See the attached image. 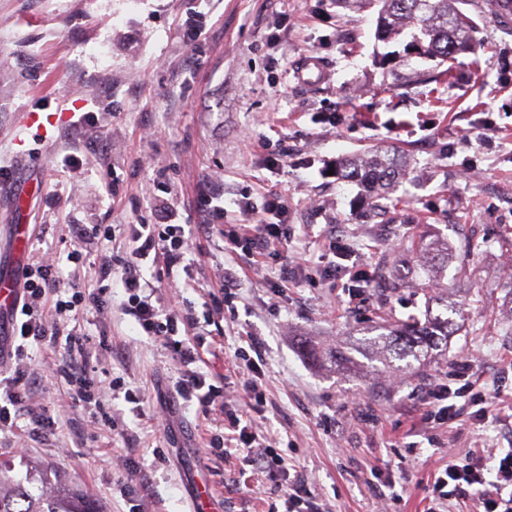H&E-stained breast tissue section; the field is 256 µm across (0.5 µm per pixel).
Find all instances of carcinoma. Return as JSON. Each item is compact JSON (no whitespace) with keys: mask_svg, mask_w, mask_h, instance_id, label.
<instances>
[{"mask_svg":"<svg viewBox=\"0 0 512 512\" xmlns=\"http://www.w3.org/2000/svg\"><path fill=\"white\" fill-rule=\"evenodd\" d=\"M351 2L377 11L378 40L408 36L407 49H420L439 66L476 48L472 20L459 7L462 0H341L344 5ZM337 174L378 200L387 198L403 176L397 162L380 152L346 162ZM459 328L453 318L427 309L422 321L381 327V333L366 339V346L371 352L393 350L402 359L416 360L418 351L438 345ZM0 512H102V508L63 473L49 475L33 461L25 476L18 477L0 462Z\"/></svg>","mask_w":512,"mask_h":512,"instance_id":"carcinoma-1","label":"carcinoma"}]
</instances>
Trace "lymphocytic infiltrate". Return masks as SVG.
<instances>
[{
    "label": "lymphocytic infiltrate",
    "instance_id": "f902f5d3",
    "mask_svg": "<svg viewBox=\"0 0 512 512\" xmlns=\"http://www.w3.org/2000/svg\"><path fill=\"white\" fill-rule=\"evenodd\" d=\"M286 211V205L276 196L267 197L259 206L244 203L242 214L247 217L259 215L260 221L242 232H225V241L231 252L249 257L262 252L269 243H291L296 229L284 222ZM208 213L212 218L208 224L129 225V236L134 244L129 257L104 261L98 268L97 285L93 288L61 283L58 269L49 259L23 265L16 282L18 291L14 300L0 307V330L6 332L10 355L16 362L11 376L0 381V428L13 424L17 417L23 415L28 416L29 433L35 437L45 434L54 425L50 417L30 410L38 382L23 369L22 362L28 346L32 344L46 343L63 349V358L50 364L49 373L69 386L75 402L88 409L92 422L113 425L114 420L106 412L105 403L115 393H123L126 402H141L140 391L124 387L118 381L106 384L97 378L91 364L90 347L69 327L70 320L80 314L88 311L101 313L108 309L112 304V283L117 280L127 297L126 308L135 317L143 335L161 341L173 354L178 366L173 396L196 404L203 414L221 413L223 420L227 421L228 432L211 433L207 442L209 455L224 458L226 442L232 439L237 447L257 449L253 462L258 471L287 470L288 464L281 455L259 449L260 435L255 419L264 415L267 404L265 359L260 342L251 341L249 350L240 354L244 364L241 387L251 411L249 418L228 411L223 378L206 375L198 368L208 331L196 311L201 308L207 312H220L232 306L237 287L234 276L225 274L221 287L209 291L202 307L186 301L173 310L165 308L157 300L154 282L145 280L141 273L143 262L152 256L162 255L164 265L157 273V280L176 289L185 288L186 282L181 279L179 269L185 261L187 234L208 236L212 222L224 217V209L218 205L210 206ZM328 249L334 260L319 268L320 277L343 280L345 288L350 290L368 286L369 277L349 264L354 250L348 243L335 239L329 241ZM468 371L467 362H459L458 376L465 379ZM429 396L437 405L438 420L448 424L461 414V400L475 405L487 401L486 393L466 379L459 388L445 385L430 391ZM508 488H512V451L491 467L482 459L471 456L462 463L448 464L444 470L435 473L432 484L437 504L469 495L478 499L484 512H512V497L506 499L502 496L503 490Z\"/></svg>",
    "mask_w": 512,
    "mask_h": 512
}]
</instances>
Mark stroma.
I'll return each instance as SVG.
<instances>
[{
	"label": "stroma",
	"instance_id": "stroma-1",
	"mask_svg": "<svg viewBox=\"0 0 512 512\" xmlns=\"http://www.w3.org/2000/svg\"><path fill=\"white\" fill-rule=\"evenodd\" d=\"M462 10L475 52L457 55L450 80L420 83L414 73L436 72L435 61L378 41L374 10L335 0H0V166L12 173L0 183V274L33 254L55 260L61 280L95 287L102 259L129 255L127 225L200 224L201 203L222 194L221 230L187 240L189 289L158 290L164 303H197L225 268L236 270L237 313L212 326L202 372L224 375L230 408L246 413L235 353L255 336L266 362L258 426L278 439L311 501L331 512H423L429 475L449 456L491 461L512 450V31L498 26L492 0ZM307 56L326 68L313 87L296 75ZM84 114L89 122L73 129ZM377 147L406 166L400 204L374 206L334 173ZM270 194L306 232L299 257L230 253L222 230L241 223L242 198ZM20 224L31 237L25 254L12 245ZM76 224L114 227L111 242L86 245L79 266L66 260ZM333 234L375 278L363 300L309 279ZM437 268L469 312L465 331L428 350L413 374L363 350L360 338L381 320L423 310L421 288ZM123 299L113 288L110 311L78 317L76 331L109 337L97 368L138 388L142 403L109 401L114 431L91 423L66 384L47 385L33 405L52 431L31 438L19 417L0 429V458L19 473L31 460L65 471L104 512L140 503L186 512L202 483L217 512H285L282 473H257L242 448L207 458L215 421L172 398L175 364ZM336 346L349 363L321 357ZM464 353L489 401L483 416L467 408L442 425L424 394L459 387L451 370ZM156 448L165 465L154 463ZM130 450L148 484L128 498L116 463Z\"/></svg>",
	"mask_w": 512,
	"mask_h": 512
}]
</instances>
